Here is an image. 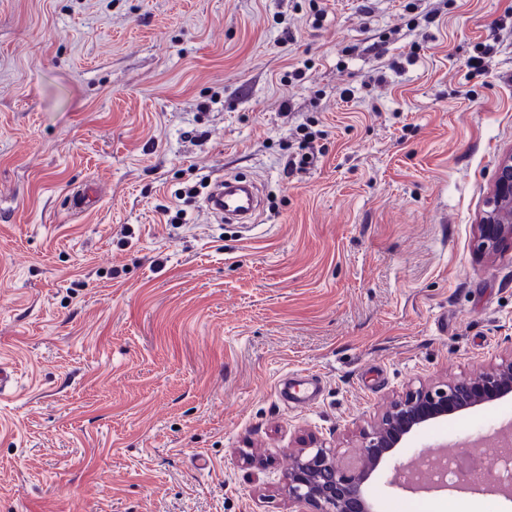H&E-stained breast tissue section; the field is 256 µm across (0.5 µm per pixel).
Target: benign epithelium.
<instances>
[{"label":"benign epithelium","mask_w":512,"mask_h":512,"mask_svg":"<svg viewBox=\"0 0 512 512\" xmlns=\"http://www.w3.org/2000/svg\"><path fill=\"white\" fill-rule=\"evenodd\" d=\"M510 243L512 153L499 162L494 172L493 189L478 225L475 250L488 254ZM511 397L512 353L488 370L406 391L378 416L359 453L347 462H340L321 446L301 449L295 465L283 474L294 512H374L365 484L375 471L390 463L397 449L405 447L412 436L438 420ZM404 487L415 492L479 489L512 495V487L494 475L478 485L460 479L448 488L423 483H406Z\"/></svg>","instance_id":"1"}]
</instances>
